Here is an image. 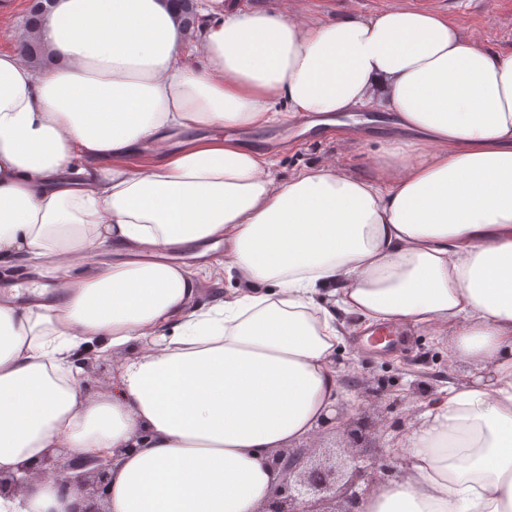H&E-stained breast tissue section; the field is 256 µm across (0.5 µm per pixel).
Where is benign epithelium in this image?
<instances>
[{
	"label": "benign epithelium",
	"instance_id": "obj_1",
	"mask_svg": "<svg viewBox=\"0 0 512 512\" xmlns=\"http://www.w3.org/2000/svg\"><path fill=\"white\" fill-rule=\"evenodd\" d=\"M355 462L347 480L338 484L336 468L322 465L306 466L302 451H282L272 458L274 467L288 475V481L275 491L273 507L265 512H359L358 481L366 472L377 470L378 457L349 455ZM110 455H89L74 460L64 448L46 456L32 469L36 474H58L62 485L79 493L78 501L67 512H106L101 501L107 497L112 476Z\"/></svg>",
	"mask_w": 512,
	"mask_h": 512
}]
</instances>
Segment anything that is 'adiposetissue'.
<instances>
[{
    "label": "adipose tissue",
    "mask_w": 512,
    "mask_h": 512,
    "mask_svg": "<svg viewBox=\"0 0 512 512\" xmlns=\"http://www.w3.org/2000/svg\"><path fill=\"white\" fill-rule=\"evenodd\" d=\"M39 38L51 68L0 51V266L40 261L62 298L0 301V473L106 453L108 512H264L271 452L335 414L353 316L449 329L482 370L426 405L405 475L361 512H512V52L411 0H206L190 48L173 0H58ZM362 108L405 133L365 175L284 181L268 153L191 135ZM220 242L239 285L195 307L199 270L165 255ZM91 350L127 354L112 393L81 385ZM74 501L36 477L0 512ZM230 6L237 11H248L255 7L284 8V1H288V11L293 10V3H303L313 13L321 16L343 14L349 8L356 13L369 16L381 11L391 0H227Z\"/></svg>",
    "instance_id": "ef3b65f1"
}]
</instances>
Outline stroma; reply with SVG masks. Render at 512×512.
<instances>
[{
  "instance_id": "35a3bbf8",
  "label": "stroma",
  "mask_w": 512,
  "mask_h": 512,
  "mask_svg": "<svg viewBox=\"0 0 512 512\" xmlns=\"http://www.w3.org/2000/svg\"><path fill=\"white\" fill-rule=\"evenodd\" d=\"M414 5L440 11L463 26L488 46L512 52V0H413ZM306 118L276 122L262 127H233L228 136L240 143L261 148L277 160L276 174L288 179L302 169L328 160L336 161L345 174L367 173L381 141L400 137L392 113L377 117L368 113L349 117L348 137L339 138L329 127L307 128ZM209 270L200 276L197 305L223 297L236 281L224 269L223 250L208 256ZM449 333L427 328H405L397 354L373 353L349 340L336 354L341 392L336 404L335 428L318 430L301 442L310 455L351 446L346 423H365L369 434L355 449L364 456H380L376 471L365 475L359 489H371L399 479L405 461L395 448L416 425L415 417L424 404L437 397L448 384L470 381L478 373L470 361L452 356Z\"/></svg>"
}]
</instances>
